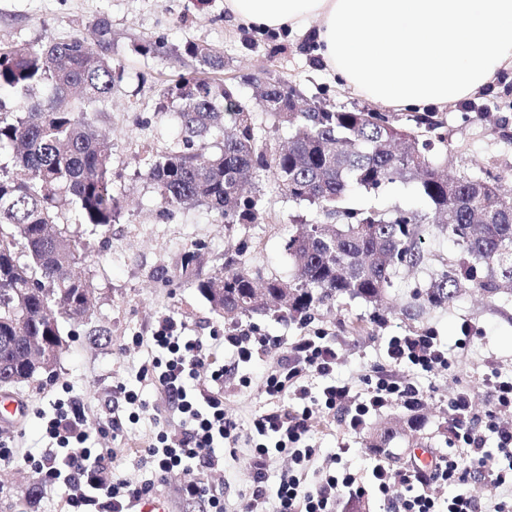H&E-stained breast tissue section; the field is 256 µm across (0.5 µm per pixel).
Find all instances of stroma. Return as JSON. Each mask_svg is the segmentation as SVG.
Segmentation results:
<instances>
[{"instance_id": "stroma-1", "label": "stroma", "mask_w": 512, "mask_h": 512, "mask_svg": "<svg viewBox=\"0 0 512 512\" xmlns=\"http://www.w3.org/2000/svg\"><path fill=\"white\" fill-rule=\"evenodd\" d=\"M101 16L112 25L114 58L123 78L94 128L112 140V191L120 214L104 234H90L84 224L69 226L72 233L90 235L97 251L95 262L75 268L91 286L90 311L84 321L64 324L66 347L52 376L11 391L14 399L22 401L24 412L14 421L0 422V443L17 453L12 463L0 464V512H67L68 488L60 482L42 483L24 458L48 447L46 418L56 401L71 397L83 401L89 445L96 452L111 454L115 475L134 483L150 479L144 450L160 428L176 426L179 417L150 380L139 378L138 370L150 361L151 353L136 339L151 335L166 315L182 320L187 335L205 340L225 328L223 317L211 310L199 292L178 280L185 253H197L206 275L219 273L226 258L241 253L253 277L285 279L293 274L285 243L296 224L316 217L315 211L280 194L269 177L255 184L261 199L257 223L221 224L200 207L162 213L153 187L143 176L142 150L150 147L162 152L180 140L174 113L160 111L159 103L166 84L190 71L192 62L142 56L134 52V43L161 36L171 46L187 41L211 45L224 55L220 79L248 101L254 95L249 76L270 74L288 78L308 99L324 97L350 109L374 107L373 102L337 85L315 56L309 35L272 38L232 26L224 17V0H0V40L38 46L54 38L85 36ZM434 119L442 123L450 147L449 174L512 172V75H501L484 92L435 113ZM423 248L425 262L401 271L382 305L360 299L325 304L302 324L273 313L239 319V328L260 329L277 337L280 344L239 367V374L251 377L252 387L241 389L235 379L226 380L227 410L243 419L254 412L280 409V400L260 391L262 377L281 364L289 344L320 330L336 345L337 379L356 385L366 372L390 371L415 377L427 399L414 412L399 405L388 408L358 433L348 431L340 417L315 413L311 443L319 459H328L341 448L343 465L364 473L378 463L395 469L410 464L415 448L421 446L447 452L455 443L448 430L449 400L458 390H469L477 412L485 413L492 402L482 385L483 376L494 370L512 375V294L490 300L466 291L449 305L414 306L417 288L426 286L455 252L453 241L437 233L426 236ZM163 270L170 282L158 280ZM465 323L476 332L467 342L461 339ZM428 328L447 348L451 368L416 377L407 367L392 366L386 356L389 338ZM119 382L147 400L149 409L138 420H130V405L114 400L112 388ZM114 416L123 425L117 435L107 424ZM384 428L390 434L382 442L378 435ZM376 441L382 442L383 452L373 449ZM246 454L242 446L236 457L224 460L226 512H239L240 495L250 485Z\"/></svg>"}]
</instances>
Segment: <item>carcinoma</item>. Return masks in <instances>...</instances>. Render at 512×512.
Masks as SVG:
<instances>
[{"label": "carcinoma", "mask_w": 512, "mask_h": 512, "mask_svg": "<svg viewBox=\"0 0 512 512\" xmlns=\"http://www.w3.org/2000/svg\"><path fill=\"white\" fill-rule=\"evenodd\" d=\"M144 55L164 53L194 63L165 89L177 106L181 143L168 152L144 150L143 176L154 186L161 208L170 212L202 207L226 224H254L259 198L243 190L249 176H270L288 200L315 208L340 224L296 225L286 250L293 278L257 283L245 256L224 261V273L204 277L193 252L180 277L197 289L224 321L276 310L304 323L320 305L346 297L378 303L397 274L422 264V240L448 235L457 250L421 297L429 305L452 303L461 288L489 299L512 288V196L493 175L442 178L434 147L448 154L441 126L420 117L401 127L385 112L348 110L325 99L290 112L295 87L283 77L255 80L254 102L211 77L224 70L214 47L163 39L135 47ZM122 74L112 59V25L102 16L90 35L72 36L39 47L0 42V372L22 373L27 365L12 326L24 306L27 331L62 335L61 322L75 320L89 284L71 275L72 266L93 260L90 243L71 234L64 218L70 201L94 230L116 223L120 209L112 193L108 159L112 143L88 128L112 97ZM288 131V146L267 142L253 112ZM223 134L220 152L209 150L213 132ZM402 182L413 187L427 211L391 214L344 206L354 191L377 193ZM288 289L274 306L255 309L253 289Z\"/></svg>", "instance_id": "cac0c4a2"}]
</instances>
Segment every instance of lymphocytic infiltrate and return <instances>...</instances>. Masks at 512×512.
<instances>
[{
	"instance_id": "obj_1",
	"label": "lymphocytic infiltrate",
	"mask_w": 512,
	"mask_h": 512,
	"mask_svg": "<svg viewBox=\"0 0 512 512\" xmlns=\"http://www.w3.org/2000/svg\"><path fill=\"white\" fill-rule=\"evenodd\" d=\"M223 339L234 353L233 364L218 363L210 345L186 335L183 322L170 315L159 320L147 338L155 356L151 364L141 366L140 376L151 379L179 415L177 428L159 431L145 450L152 480L135 487L115 478L104 456L88 448L86 421L73 400L57 403L46 425L53 447L43 449L40 457H26V464L44 483L64 480L70 489V512H123L124 501L150 495L156 481L175 470L186 475L179 489L183 499L206 502L208 512H224V451L245 441L252 445L247 457L251 484L243 512H339L341 501L357 505L370 497L381 502L384 512H512V376L495 371L483 377L494 406L483 416L475 411L469 391L454 395L448 403V424L461 445L436 456L431 468L395 470L378 464L363 474L329 464L309 485L306 472L317 456L307 442L314 412L341 413L344 425L359 432L373 415L392 406L420 408L425 391L411 379L392 374L365 375L361 392L333 381L336 348L317 332L294 341L285 362L262 381L267 396H288L289 406L256 412L243 421L224 406V379L234 365L250 363L275 341L254 328L225 329ZM386 353L392 363L420 374L450 366L447 349L429 329L391 337ZM310 373L327 380L315 398L303 382ZM490 439L495 442L491 448L486 445ZM276 454L286 455L290 466L271 495L269 467ZM475 478L500 489L493 507H483L473 495L470 484Z\"/></svg>"
}]
</instances>
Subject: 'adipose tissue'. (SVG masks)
Segmentation results:
<instances>
[{
    "instance_id": "ef3b65f1",
    "label": "adipose tissue",
    "mask_w": 512,
    "mask_h": 512,
    "mask_svg": "<svg viewBox=\"0 0 512 512\" xmlns=\"http://www.w3.org/2000/svg\"><path fill=\"white\" fill-rule=\"evenodd\" d=\"M224 14L314 32L337 82L386 109L442 110L512 72V0H224Z\"/></svg>"
}]
</instances>
